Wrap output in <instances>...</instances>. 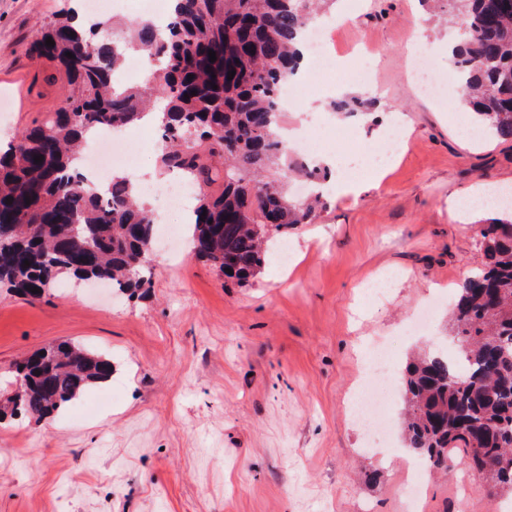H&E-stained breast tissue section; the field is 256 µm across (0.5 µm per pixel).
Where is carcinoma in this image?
Here are the masks:
<instances>
[{
	"label": "carcinoma",
	"mask_w": 512,
	"mask_h": 512,
	"mask_svg": "<svg viewBox=\"0 0 512 512\" xmlns=\"http://www.w3.org/2000/svg\"><path fill=\"white\" fill-rule=\"evenodd\" d=\"M327 2L176 0L167 25L131 20L123 41L97 37L73 11L55 17L32 50L58 63L71 88L49 118L0 150V285L31 299L81 273L131 296L150 287L141 256L154 242L151 211L137 202L127 178L111 179L101 198L79 160L92 133L137 124L157 107L161 168L201 190L188 227L196 259L227 283L243 286L254 278L267 243L311 223L320 205L288 196V170L308 179L322 171L288 165L276 117L281 88L297 65L295 39ZM452 2L449 67L461 78L462 105L472 108L485 135L511 140L512 0ZM127 43L160 63L142 86L116 82ZM333 109L368 112L370 103L341 99ZM218 163L223 184L213 191ZM500 214L484 225V261L460 283L450 314L466 368L446 353H424L402 378L406 448L435 470L462 463L486 480L491 498L512 495V212ZM15 373L26 385L22 394L0 399V420L47 418L107 382L112 358L60 342L17 362Z\"/></svg>",
	"instance_id": "cac0c4a2"
}]
</instances>
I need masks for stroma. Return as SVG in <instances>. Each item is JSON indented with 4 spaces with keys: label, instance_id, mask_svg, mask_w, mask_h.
<instances>
[{
    "label": "stroma",
    "instance_id": "obj_1",
    "mask_svg": "<svg viewBox=\"0 0 512 512\" xmlns=\"http://www.w3.org/2000/svg\"><path fill=\"white\" fill-rule=\"evenodd\" d=\"M71 0H0V144L55 111L65 73L31 50ZM341 55L370 53L368 84L313 91L318 127L344 130L328 156L375 142L400 113L411 133L379 187L324 193L326 208L288 232L293 260L269 256L249 285L222 277L176 240L156 242L146 297L62 281L26 300L0 287V394L21 356L72 341L111 356L112 380L52 419L0 422V512H404L401 395L391 444L371 447L349 400L358 344L403 336L396 356L444 345L460 280L483 259L490 212L457 219L448 198L477 181L512 187V141L461 138L459 113L424 97L412 40L447 73L444 15L422 0H337ZM373 102L337 118L339 98ZM426 512H512L471 478L422 476Z\"/></svg>",
    "mask_w": 512,
    "mask_h": 512
}]
</instances>
